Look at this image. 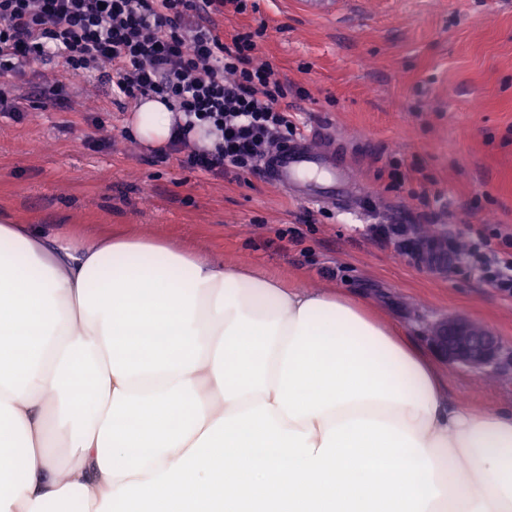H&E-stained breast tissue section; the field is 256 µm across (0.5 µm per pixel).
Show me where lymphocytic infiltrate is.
Wrapping results in <instances>:
<instances>
[{
	"label": "lymphocytic infiltrate",
	"instance_id": "obj_1",
	"mask_svg": "<svg viewBox=\"0 0 512 512\" xmlns=\"http://www.w3.org/2000/svg\"><path fill=\"white\" fill-rule=\"evenodd\" d=\"M246 0H0V111L21 120L33 101L67 106L75 80L97 76L113 98L160 97L182 113L170 151L182 167L215 178L261 171L263 159L292 139L282 103L294 91L271 63L255 60L264 28L224 38L214 19L244 12ZM64 59L47 86H31L34 60ZM212 125L214 150L187 139L196 123ZM469 266L512 296V232L477 231Z\"/></svg>",
	"mask_w": 512,
	"mask_h": 512
}]
</instances>
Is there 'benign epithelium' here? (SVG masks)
Here are the masks:
<instances>
[{"instance_id":"7a95c632","label":"benign epithelium","mask_w":512,"mask_h":512,"mask_svg":"<svg viewBox=\"0 0 512 512\" xmlns=\"http://www.w3.org/2000/svg\"><path fill=\"white\" fill-rule=\"evenodd\" d=\"M416 265L430 273L448 271V252L435 237L420 240L413 249ZM428 340L449 363L478 376L496 371L502 349L497 336L483 325L460 315H445L429 325Z\"/></svg>"}]
</instances>
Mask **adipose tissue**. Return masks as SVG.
<instances>
[{
	"mask_svg": "<svg viewBox=\"0 0 512 512\" xmlns=\"http://www.w3.org/2000/svg\"><path fill=\"white\" fill-rule=\"evenodd\" d=\"M447 385L340 289L0 215V512H512V411Z\"/></svg>",
	"mask_w": 512,
	"mask_h": 512,
	"instance_id": "ef3b65f1",
	"label": "adipose tissue"
}]
</instances>
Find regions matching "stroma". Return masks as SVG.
<instances>
[{"label":"stroma","mask_w":512,"mask_h":512,"mask_svg":"<svg viewBox=\"0 0 512 512\" xmlns=\"http://www.w3.org/2000/svg\"><path fill=\"white\" fill-rule=\"evenodd\" d=\"M232 35L266 24L259 60L302 88L288 99L300 130L323 128L355 169L363 197L413 213L391 163L425 169L444 194L436 233L482 224L512 231V0H338L331 17L299 0H256L216 17ZM133 104L107 86L76 85L72 109L0 116V214L92 243L113 234L160 238L220 267H249L288 285L345 288L383 321L423 337L425 318L461 314L502 343L501 376L442 363L462 409L512 406V297L455 267L420 271L348 216L290 198L264 177L213 178L123 137Z\"/></svg>","instance_id":"obj_1"}]
</instances>
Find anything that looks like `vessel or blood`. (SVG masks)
I'll use <instances>...</instances> for the list:
<instances>
[{
	"label": "vessel or blood",
	"mask_w": 512,
	"mask_h": 512,
	"mask_svg": "<svg viewBox=\"0 0 512 512\" xmlns=\"http://www.w3.org/2000/svg\"><path fill=\"white\" fill-rule=\"evenodd\" d=\"M265 177L295 198L343 211L358 206L353 170L320 132L289 140L264 161Z\"/></svg>",
	"instance_id": "1"
}]
</instances>
